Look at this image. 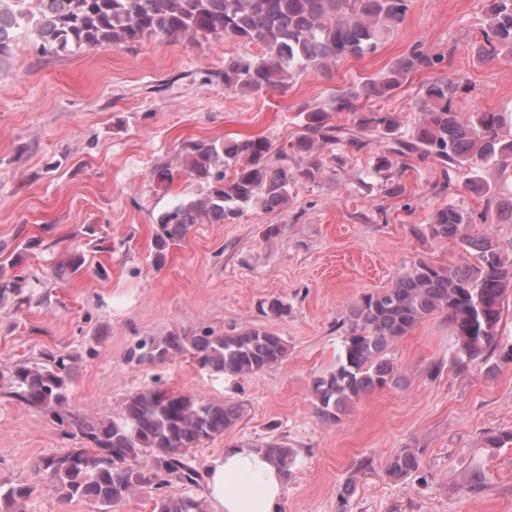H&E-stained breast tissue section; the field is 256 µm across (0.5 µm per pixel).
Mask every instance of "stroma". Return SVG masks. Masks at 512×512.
<instances>
[{
	"label": "stroma",
	"mask_w": 512,
	"mask_h": 512,
	"mask_svg": "<svg viewBox=\"0 0 512 512\" xmlns=\"http://www.w3.org/2000/svg\"><path fill=\"white\" fill-rule=\"evenodd\" d=\"M484 28L481 0H410L375 52L303 70L287 87L260 93L224 85L225 60L262 55L255 44L151 37L50 55L21 32L0 60V261L22 254L17 271L31 284V301L0 299V369L72 355L69 403L98 419L118 416L149 386L239 405L238 422L200 445L196 463L204 471L227 447L284 439L296 460L280 512H512V446L485 444L488 433L512 430V364L491 374L448 368L455 338L444 313L390 345L399 384L364 394L333 422L319 418L312 395L314 380L336 366L349 306L388 288L417 254L462 261L454 243L425 245L413 233L438 208L475 214L470 234L493 230L512 254V219L485 213L483 197L462 187L441 191L438 165L409 160L403 191L391 196L373 171L379 148L323 146L321 175L299 179L287 206L257 203L233 223L194 225L163 265L153 262L157 217L206 192L204 180L181 170L188 143L259 135L302 166L306 158L292 145L306 112L323 108L331 123L347 124L345 113L329 109L336 91L381 75L412 46L442 56L435 72L459 80L457 110L512 113V61L479 58ZM432 73L409 75L384 101L402 129L419 122L418 91ZM160 167L176 171L172 183L157 180ZM42 224L51 227L43 246L23 250ZM266 224L281 225L280 236L265 240ZM73 250L105 275L88 269L58 279L57 265ZM272 298L289 312L268 321L259 305ZM255 324L281 336L288 354L249 376L199 369L188 355L164 364L126 360L146 337ZM439 363L441 375L430 378ZM74 445L0 389V486L37 485L26 512H101L91 500L41 486L39 460ZM407 446L419 449L426 482L387 476L390 457ZM475 470L486 477L478 493L468 489Z\"/></svg>",
	"instance_id": "stroma-1"
}]
</instances>
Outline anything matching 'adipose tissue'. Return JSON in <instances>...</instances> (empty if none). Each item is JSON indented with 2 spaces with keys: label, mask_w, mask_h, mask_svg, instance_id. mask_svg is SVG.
Wrapping results in <instances>:
<instances>
[{
  "label": "adipose tissue",
  "mask_w": 512,
  "mask_h": 512,
  "mask_svg": "<svg viewBox=\"0 0 512 512\" xmlns=\"http://www.w3.org/2000/svg\"><path fill=\"white\" fill-rule=\"evenodd\" d=\"M284 482L264 453L233 447L211 461L207 494L214 512H279Z\"/></svg>",
  "instance_id": "ef3b65f1"
}]
</instances>
